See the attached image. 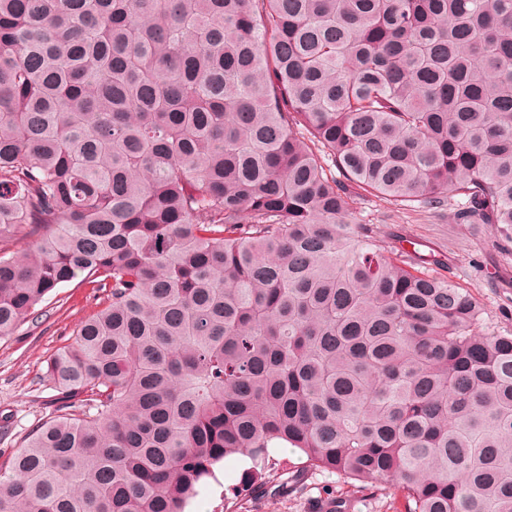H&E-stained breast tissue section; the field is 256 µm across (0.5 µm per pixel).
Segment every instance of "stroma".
Here are the masks:
<instances>
[{
  "label": "stroma",
  "instance_id": "1",
  "mask_svg": "<svg viewBox=\"0 0 512 512\" xmlns=\"http://www.w3.org/2000/svg\"><path fill=\"white\" fill-rule=\"evenodd\" d=\"M357 217L370 225L392 250L436 253L448 265V276L467 290L483 311L487 332L512 333V247L504 248L490 224H458L449 208L399 205L378 196L359 199ZM99 299L83 279L60 288L42 304V318L24 324L0 342V448L20 447L28 433L47 419L55 390L39 381L46 360L71 342L78 325L97 310ZM244 457L224 460L215 479L207 480L191 505L192 512H211L220 496H237L239 512H308L325 490L342 489L335 474L314 471L305 476L298 495L278 492V474H270L266 496L243 491Z\"/></svg>",
  "mask_w": 512,
  "mask_h": 512
}]
</instances>
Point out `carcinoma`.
<instances>
[{
  "mask_svg": "<svg viewBox=\"0 0 512 512\" xmlns=\"http://www.w3.org/2000/svg\"><path fill=\"white\" fill-rule=\"evenodd\" d=\"M362 192L512 241V0H0V340L102 294L0 512H187L232 456L512 512V334Z\"/></svg>",
  "mask_w": 512,
  "mask_h": 512,
  "instance_id": "carcinoma-1",
  "label": "carcinoma"
}]
</instances>
